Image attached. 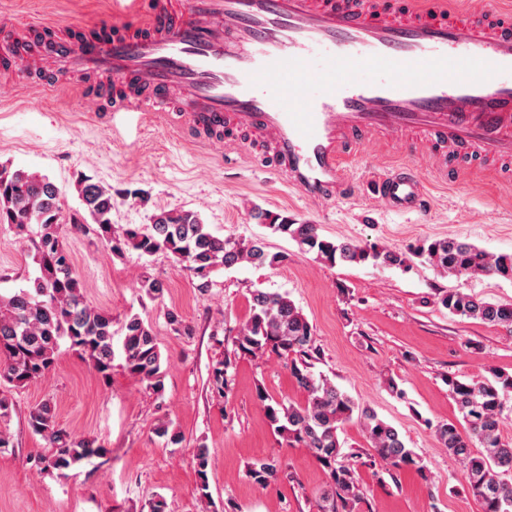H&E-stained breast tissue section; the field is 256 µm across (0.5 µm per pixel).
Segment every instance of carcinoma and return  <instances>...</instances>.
Returning a JSON list of instances; mask_svg holds the SVG:
<instances>
[{"label": "carcinoma", "instance_id": "1", "mask_svg": "<svg viewBox=\"0 0 512 512\" xmlns=\"http://www.w3.org/2000/svg\"><path fill=\"white\" fill-rule=\"evenodd\" d=\"M82 202L96 224V237L112 253L135 251L141 256L163 252L198 279L196 288L206 291L210 275L219 266L231 268L246 262L274 267L284 260L270 253L263 243H249L214 235L198 214L185 210H162L146 225L128 224L117 234L112 230V191L81 182ZM251 219L272 234L290 238L317 258L337 263H372L380 267L407 269L418 258L441 274L457 278L500 276L512 279V254H492L455 238L424 242L408 252L377 245L336 242L322 236L316 224H298L286 216L255 208ZM80 225L76 217L62 212L57 186L45 175L0 166V225H8L31 244L32 260L39 274L30 284L9 296L0 294V422L12 413L9 392L44 378L56 366L61 343L84 357L103 379L110 378L114 358L112 316L95 312L86 303L83 285L73 269L62 228ZM140 292L159 299L162 280L143 275ZM453 314L492 326L512 327V303H493L460 290L439 298ZM122 354L130 375L159 395L164 390L162 355L148 321L138 314L125 317ZM233 354L212 363L210 390L223 399L229 376L240 356L266 353L288 360V368L304 400L276 399L262 385L256 399L273 432L288 446L308 449L321 467L325 481L316 497L317 512H359L363 500L357 467L344 464L340 440L344 425L357 420L370 445L371 457L394 471L423 470L418 455L407 447L399 431L381 419L369 406L340 391L325 376L313 371L318 351L312 327L286 293L252 291L250 313L232 340ZM448 386L459 417L436 425L438 441L462 464L466 489L481 512H512V444L503 441L501 427L505 398L512 393V373L490 370V377L470 382L448 377ZM27 424L42 436L49 451L35 457L39 470L67 479L71 469L92 458H105L110 449L97 439L77 436L56 421L55 406L45 400L33 407ZM199 499H210L211 452L205 443L194 453ZM246 477L266 488L282 479L295 480L277 456L249 463Z\"/></svg>", "mask_w": 512, "mask_h": 512}]
</instances>
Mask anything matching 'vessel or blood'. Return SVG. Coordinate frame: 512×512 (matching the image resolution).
I'll return each mask as SVG.
<instances>
[{
	"label": "vessel or blood",
	"mask_w": 512,
	"mask_h": 512,
	"mask_svg": "<svg viewBox=\"0 0 512 512\" xmlns=\"http://www.w3.org/2000/svg\"><path fill=\"white\" fill-rule=\"evenodd\" d=\"M140 26L77 39L31 23L11 30L0 70L41 74L44 90L94 75L84 99L116 120L255 134L288 186L326 204L349 196L357 151L405 131L452 161L512 158V0H153ZM375 188L398 211L427 203L405 163Z\"/></svg>",
	"instance_id": "vessel-or-blood-1"
}]
</instances>
